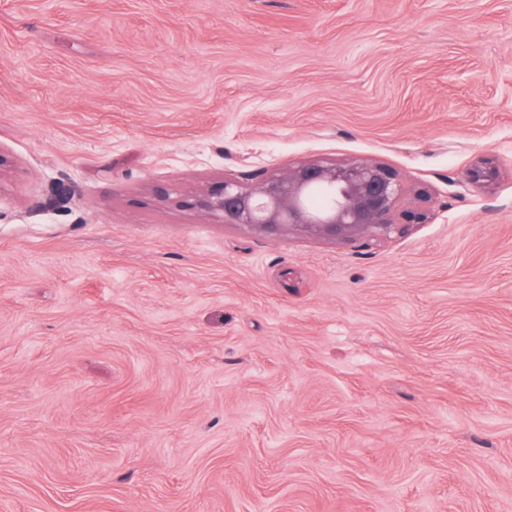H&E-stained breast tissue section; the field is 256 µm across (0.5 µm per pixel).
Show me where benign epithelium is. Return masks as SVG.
I'll return each mask as SVG.
<instances>
[{
  "label": "benign epithelium",
  "instance_id": "benign-epithelium-1",
  "mask_svg": "<svg viewBox=\"0 0 512 512\" xmlns=\"http://www.w3.org/2000/svg\"><path fill=\"white\" fill-rule=\"evenodd\" d=\"M496 176V168L486 161L467 172L473 184L490 182ZM315 190L328 197L320 210L308 205ZM404 194L405 186L394 168L358 159L289 167L269 176H257L249 185L232 180L213 182L182 200V205L267 236L288 231L353 242L360 238H389L410 224L431 221L433 213L428 208L397 212Z\"/></svg>",
  "mask_w": 512,
  "mask_h": 512
}]
</instances>
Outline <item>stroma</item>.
Returning a JSON list of instances; mask_svg holds the SVG:
<instances>
[{"label":"stroma","instance_id":"1","mask_svg":"<svg viewBox=\"0 0 512 512\" xmlns=\"http://www.w3.org/2000/svg\"><path fill=\"white\" fill-rule=\"evenodd\" d=\"M0 154V512H512V0H0ZM356 158L430 223L178 204Z\"/></svg>","mask_w":512,"mask_h":512}]
</instances>
